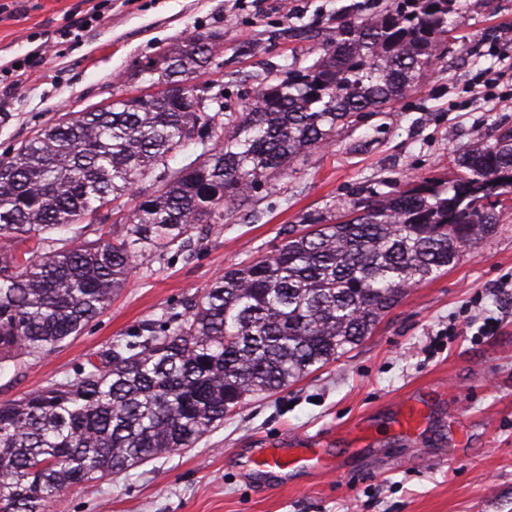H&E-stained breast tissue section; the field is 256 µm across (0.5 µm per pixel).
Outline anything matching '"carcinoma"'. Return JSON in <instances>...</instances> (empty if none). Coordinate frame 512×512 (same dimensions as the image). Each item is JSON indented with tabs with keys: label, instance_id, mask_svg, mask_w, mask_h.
Wrapping results in <instances>:
<instances>
[{
	"label": "carcinoma",
	"instance_id": "cac0c4a2",
	"mask_svg": "<svg viewBox=\"0 0 512 512\" xmlns=\"http://www.w3.org/2000/svg\"><path fill=\"white\" fill-rule=\"evenodd\" d=\"M457 0L350 8L317 57L256 75L239 110L147 98L67 112L0 158V371L39 362L103 314L139 271L164 269L203 224L249 206L292 164L382 112L430 75L452 42ZM198 32L139 66L183 82L220 66ZM189 143L202 152L179 168ZM448 185L415 179L302 215L271 254L212 279L184 311L147 320L61 380L0 403V512H49L67 490L193 448L247 397L276 392L371 335L406 291L492 237L511 209L512 129L455 158ZM151 182L152 191H139ZM129 207L103 234L99 211ZM66 231L68 237L55 233ZM97 238L90 239L88 235Z\"/></svg>",
	"mask_w": 512,
	"mask_h": 512
}]
</instances>
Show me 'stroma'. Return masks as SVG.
<instances>
[{"label":"stroma","instance_id":"obj_1","mask_svg":"<svg viewBox=\"0 0 512 512\" xmlns=\"http://www.w3.org/2000/svg\"><path fill=\"white\" fill-rule=\"evenodd\" d=\"M373 0H107L78 36L56 34L85 0H21L0 17V64L42 48L32 76L0 94V155L65 112L146 91L135 66L175 39L223 36L220 64L198 77L240 104L253 77L303 60L292 28L331 26ZM447 55L394 107L358 119L296 162L252 207L194 234L163 275L132 276L80 336L22 371H0V402L60 380L137 324L180 310L216 275L270 254L303 213L407 180H451L462 152L512 128V0H460ZM512 211L438 278L410 288L372 336L271 395L248 397L195 447L67 492L52 512H512ZM429 409L415 433L392 421ZM319 448L325 471L276 479L249 468L257 448Z\"/></svg>","mask_w":512,"mask_h":512}]
</instances>
